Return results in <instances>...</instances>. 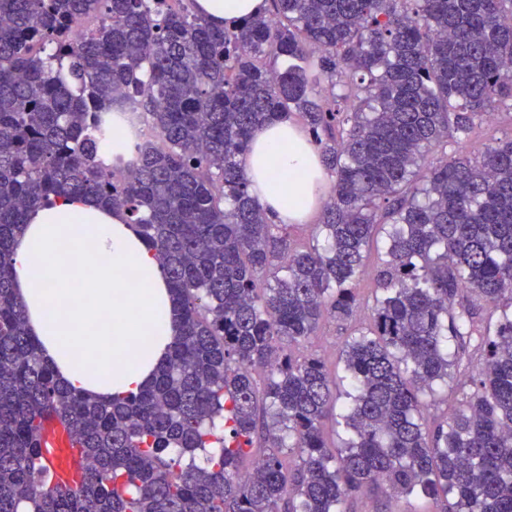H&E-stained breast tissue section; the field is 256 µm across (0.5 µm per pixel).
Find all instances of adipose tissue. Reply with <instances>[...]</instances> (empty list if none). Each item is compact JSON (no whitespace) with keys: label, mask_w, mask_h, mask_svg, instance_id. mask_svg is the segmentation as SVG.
<instances>
[{"label":"adipose tissue","mask_w":512,"mask_h":512,"mask_svg":"<svg viewBox=\"0 0 512 512\" xmlns=\"http://www.w3.org/2000/svg\"><path fill=\"white\" fill-rule=\"evenodd\" d=\"M245 167L275 223H308L326 177L301 127L285 119L257 130ZM11 266L29 333L65 386L109 402L150 385L175 335L173 302L154 251L121 210L52 199L29 214Z\"/></svg>","instance_id":"adipose-tissue-1"}]
</instances>
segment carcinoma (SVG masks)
<instances>
[{
  "mask_svg": "<svg viewBox=\"0 0 512 512\" xmlns=\"http://www.w3.org/2000/svg\"><path fill=\"white\" fill-rule=\"evenodd\" d=\"M269 2L218 26L195 0H0V512H344L367 486L512 512V0ZM125 104L155 138L128 134L113 182ZM293 114L330 177L307 249L243 165ZM65 195L123 210L171 287L166 361L110 403L57 380L12 286L18 230ZM325 319L352 325L342 402L300 353ZM42 447L53 462L55 483L62 486L79 484L82 475L75 464L80 453L79 446L57 419L45 421Z\"/></svg>",
  "mask_w": 512,
  "mask_h": 512,
  "instance_id": "carcinoma-1",
  "label": "carcinoma"
}]
</instances>
